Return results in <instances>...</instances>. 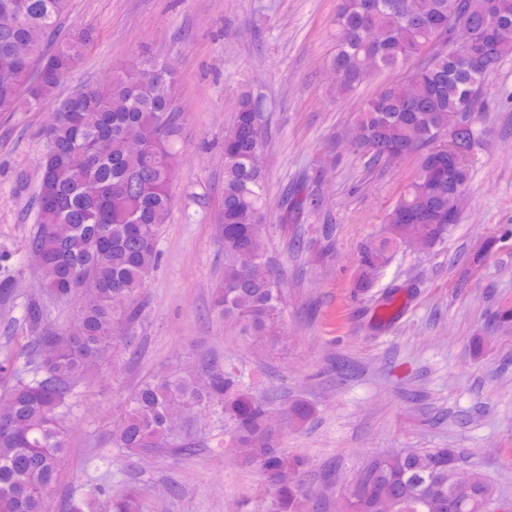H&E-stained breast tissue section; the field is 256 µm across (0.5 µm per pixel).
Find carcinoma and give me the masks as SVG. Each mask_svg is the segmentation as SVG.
<instances>
[{
	"instance_id": "1",
	"label": "carcinoma",
	"mask_w": 512,
	"mask_h": 512,
	"mask_svg": "<svg viewBox=\"0 0 512 512\" xmlns=\"http://www.w3.org/2000/svg\"><path fill=\"white\" fill-rule=\"evenodd\" d=\"M69 0H0V113L36 105L53 94L91 43L87 29L59 39ZM336 53L329 67L337 90L358 89L374 73L411 67L407 83H391L367 99L353 152L370 165L391 154H420L415 177L387 210L384 232L361 254L359 287L415 239L429 251L445 240L459 216L449 208L465 191L474 159L452 171L437 142L448 121L459 125L461 144L475 152L485 80L512 55V0H340ZM456 26L470 40L452 39ZM175 77L155 56L136 54L104 95L95 87L62 99L44 128L34 200L37 230L29 249L40 254L42 292L80 299L63 329L47 327L44 299L23 306L26 349L0 359V373L14 375L0 396V512H48V493L68 453L63 409L77 383L105 361L133 346L145 307L149 277L161 264L159 237L174 203L171 173L180 148L182 118L175 105ZM264 100L241 98L224 134L222 238L224 280L215 305L244 334L278 335L280 282L266 257V175L262 164ZM152 144L132 154L131 139ZM317 174L307 171L282 196L280 218L294 224L319 211ZM251 255V262L243 256ZM218 410L234 427L236 447L275 496L278 512H304L297 477L306 461L285 452L272 431L267 402L241 388L224 366L160 372L127 403L113 444L144 456L168 443L176 418ZM311 407L293 402L289 420L305 422ZM453 448L405 449L371 457L358 476L363 493L350 512H374L381 498L394 512H475L492 495L474 474L470 489L454 480ZM144 512L129 486L71 501L69 512Z\"/></svg>"
}]
</instances>
